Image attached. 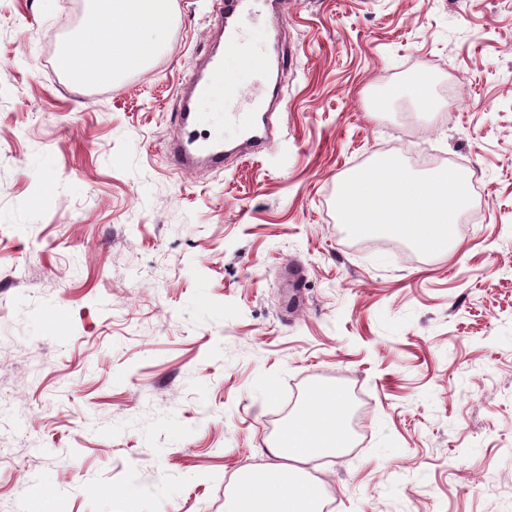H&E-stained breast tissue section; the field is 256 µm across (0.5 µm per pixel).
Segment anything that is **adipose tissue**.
<instances>
[{"label":"adipose tissue","instance_id":"1","mask_svg":"<svg viewBox=\"0 0 512 512\" xmlns=\"http://www.w3.org/2000/svg\"><path fill=\"white\" fill-rule=\"evenodd\" d=\"M92 36L65 50L61 64L72 76L107 79L142 68L166 35L171 0H90ZM468 203L464 178L447 171L423 179L404 176L388 160L352 173L337 199L345 223L411 239L432 253L447 249L455 217ZM347 406L335 390L317 407L301 411L280 427L263 469L243 472L228 512H323L321 487L303 471L312 456L350 445Z\"/></svg>","mask_w":512,"mask_h":512}]
</instances>
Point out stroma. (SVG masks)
I'll return each mask as SVG.
<instances>
[{
  "label": "stroma",
  "mask_w": 512,
  "mask_h": 512,
  "mask_svg": "<svg viewBox=\"0 0 512 512\" xmlns=\"http://www.w3.org/2000/svg\"><path fill=\"white\" fill-rule=\"evenodd\" d=\"M86 9L0 0V512H226L291 400L336 387L362 436L304 466L326 512H512V0H281L270 147L187 173L213 0L75 83ZM430 145L485 219L438 255L366 245L341 179Z\"/></svg>",
  "instance_id": "stroma-1"
}]
</instances>
